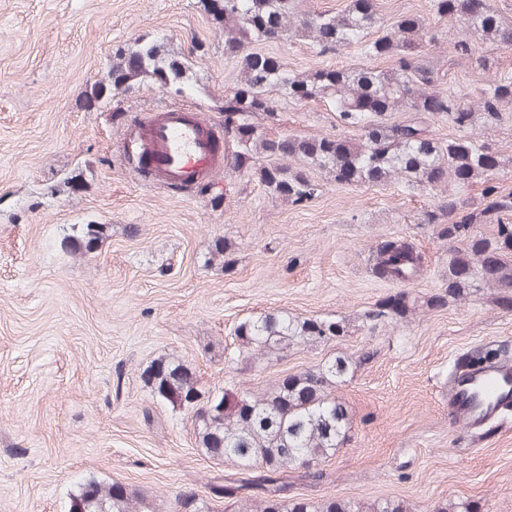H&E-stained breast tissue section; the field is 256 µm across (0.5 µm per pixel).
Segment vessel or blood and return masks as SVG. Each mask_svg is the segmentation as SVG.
<instances>
[{
  "instance_id": "1",
  "label": "vessel or blood",
  "mask_w": 512,
  "mask_h": 512,
  "mask_svg": "<svg viewBox=\"0 0 512 512\" xmlns=\"http://www.w3.org/2000/svg\"><path fill=\"white\" fill-rule=\"evenodd\" d=\"M126 134L143 176L156 184L189 191L224 168L223 131L196 111L162 106L134 116ZM511 407V360L465 366L448 379V410L468 429Z\"/></svg>"
}]
</instances>
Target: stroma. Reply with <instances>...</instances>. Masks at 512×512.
Segmentation results:
<instances>
[{
  "label": "stroma",
  "instance_id": "obj_1",
  "mask_svg": "<svg viewBox=\"0 0 512 512\" xmlns=\"http://www.w3.org/2000/svg\"><path fill=\"white\" fill-rule=\"evenodd\" d=\"M377 5L386 23L418 14L442 32L427 55L448 69L449 94L472 96L512 75V50L473 37L458 53L459 25L430 15L428 0ZM142 39L184 62L181 94L150 77L113 86L117 56ZM263 50L298 72L361 60L354 48L319 53L301 36ZM239 68L204 0H0V512H66L90 474L129 485L152 512H172L176 497L190 494L214 512H241L215 492L240 469L196 448L190 414L156 401L142 372L173 357L191 367L200 391L260 392L333 356L352 361L336 386L349 436L322 462L320 484L289 473L292 494L365 504L394 497L411 512L469 499L482 512H512V418L469 430L442 394L462 355L512 351V309L490 288L434 304L453 250L464 246L419 221L439 192L397 182L339 186L312 168L319 191L294 206L229 156L186 194L136 175L124 115L167 104L223 123ZM263 126L272 138L343 132L323 99L279 105ZM471 135L510 157L492 183L512 194V111ZM88 224L107 225L105 237L92 250L73 248L70 237ZM385 239L420 252L413 280L376 276ZM399 292L410 302L406 319H366ZM277 310L340 317L349 332L265 369L229 368L240 347L236 326Z\"/></svg>",
  "mask_w": 512,
  "mask_h": 512
}]
</instances>
